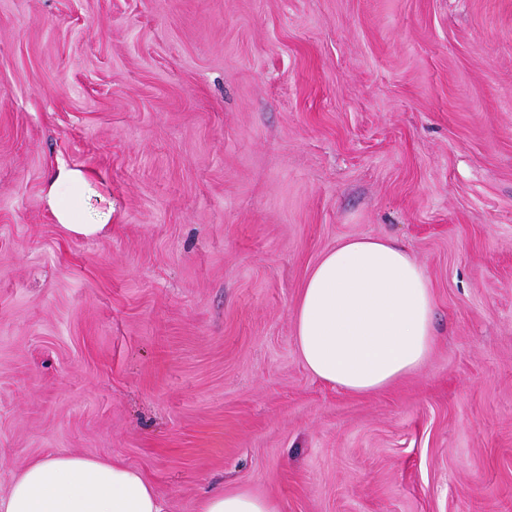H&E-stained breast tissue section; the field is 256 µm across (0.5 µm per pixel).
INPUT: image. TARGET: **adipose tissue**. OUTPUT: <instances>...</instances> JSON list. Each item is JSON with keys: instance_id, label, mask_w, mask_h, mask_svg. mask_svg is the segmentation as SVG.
Returning a JSON list of instances; mask_svg holds the SVG:
<instances>
[{"instance_id": "1", "label": "adipose tissue", "mask_w": 512, "mask_h": 512, "mask_svg": "<svg viewBox=\"0 0 512 512\" xmlns=\"http://www.w3.org/2000/svg\"><path fill=\"white\" fill-rule=\"evenodd\" d=\"M47 204L74 237L112 225V202L82 168L58 165ZM427 273L394 240H342L311 268L294 310L299 357L318 380L352 394L381 390L420 368L434 339ZM0 512H165L152 484L119 461L70 454L41 458L15 478ZM201 512H278L268 498L217 492Z\"/></svg>"}]
</instances>
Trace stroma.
<instances>
[{"mask_svg": "<svg viewBox=\"0 0 512 512\" xmlns=\"http://www.w3.org/2000/svg\"><path fill=\"white\" fill-rule=\"evenodd\" d=\"M61 163L107 233L54 220ZM364 235L425 268L435 340L356 395L293 316ZM56 453L167 512H512V0H0V496ZM48 184V207L56 222L69 234L77 238L95 237L111 227L112 201L85 170L60 164ZM201 512H278L277 505L266 497L248 491L217 492L202 502Z\"/></svg>", "mask_w": 512, "mask_h": 512, "instance_id": "1", "label": "stroma"}]
</instances>
